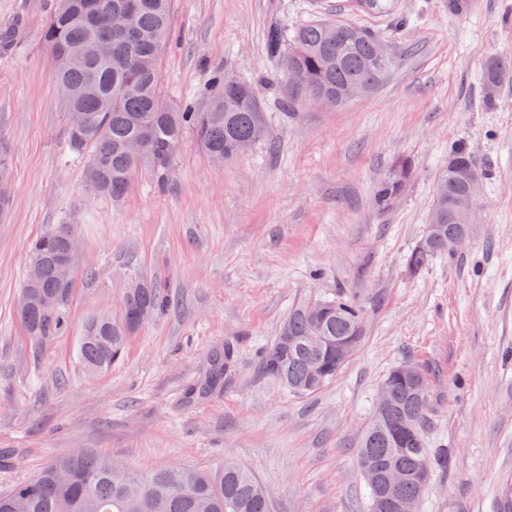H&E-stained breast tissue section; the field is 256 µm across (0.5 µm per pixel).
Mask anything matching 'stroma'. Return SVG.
I'll list each match as a JSON object with an SVG mask.
<instances>
[{
  "label": "stroma",
  "instance_id": "35a3bbf8",
  "mask_svg": "<svg viewBox=\"0 0 512 512\" xmlns=\"http://www.w3.org/2000/svg\"><path fill=\"white\" fill-rule=\"evenodd\" d=\"M172 0L161 60L172 106L205 104L216 73L252 85L269 141L224 163L185 135L165 181L140 171L121 203L91 194L86 156L67 145L53 57L39 30L57 0H0V26L25 17L0 55V138L11 201L0 212V492L49 460L92 450L134 469L231 460L262 484L271 512H369L357 451L381 380L411 360L436 401L427 446L440 457L420 512H495L512 479V83L484 101L486 58L512 54V0ZM331 17L380 37L390 76L340 107L288 108L269 27ZM466 143L482 174L469 239L410 274L448 149ZM410 157L413 180L379 211L373 188ZM71 225L79 244L54 339L35 347L17 317L30 243ZM167 310L135 332L125 359L87 374L85 322L117 314L132 281ZM344 294L363 310L356 353L320 392L262 375L261 351L298 302ZM219 390L189 388L225 344Z\"/></svg>",
  "mask_w": 512,
  "mask_h": 512
}]
</instances>
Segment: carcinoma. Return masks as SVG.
I'll list each match as a JSON object with an SVG mask.
<instances>
[{
	"label": "carcinoma",
	"instance_id": "carcinoma-1",
	"mask_svg": "<svg viewBox=\"0 0 512 512\" xmlns=\"http://www.w3.org/2000/svg\"><path fill=\"white\" fill-rule=\"evenodd\" d=\"M94 2L92 17L85 14L86 0H67V8L57 7L42 27L41 40L53 58L64 59L54 65L52 79L72 90L69 108L81 117L80 126L67 125L68 146L78 154L91 149L86 178L97 193L122 202L134 176L144 168L164 179L173 159L168 144L189 131L207 155L222 154L226 160L238 155L241 143L267 139L252 88L222 73L214 76L203 110L192 103L174 108L162 98L160 59L173 38L171 0ZM127 4L138 5V27L131 35L118 36L112 31L109 15ZM335 26L347 31L345 41L327 36L326 29ZM26 28L23 16L0 26V54L12 51ZM377 41L378 36L339 20L310 21L291 37L278 28L270 29L267 48L287 79L288 108L314 94L330 106H340L348 100V93L369 91L386 80L393 58L377 62ZM100 43L110 46L109 55L101 57L91 51ZM482 79L485 103L491 106L499 88L512 83V55L487 58ZM474 168L467 147L455 145L448 154V166L437 177L433 223L407 258L411 271L454 254L448 239L465 229L470 202L466 173ZM412 177L410 159L395 161L374 188L376 207L381 211L393 207ZM63 231L60 225L36 238L29 248L24 284L58 300L50 313L36 301L18 310L28 336L41 344L53 339L66 318L71 279L63 278L57 265L65 248ZM165 306L160 290L146 283L127 290L119 317L91 318L77 342V356L85 371L100 373L123 360L143 317L150 318ZM362 333L363 311L351 298L336 295L308 300L288 313L278 335L262 352L259 367L289 391L313 394L333 381L350 361L336 357V342L360 338ZM315 360L324 365L317 375L310 371ZM235 361V347L225 345L224 354L210 359L190 394L203 397L215 392ZM422 379V386H417L400 364L381 383L388 400L373 409L361 440L358 466L364 473L399 468L408 478L397 488L368 485L369 512H391L388 502L421 500L426 493L427 486L415 478L422 468L433 473L426 442L433 394L425 370ZM18 501L26 504V512H270L262 485L251 471L236 463L226 462L214 471L181 464L137 471L87 450L58 457L30 479L0 493V512H15Z\"/></svg>",
	"mask_w": 512,
	"mask_h": 512
}]
</instances>
